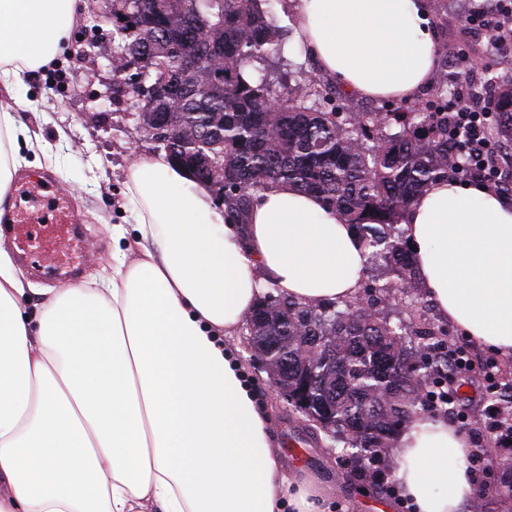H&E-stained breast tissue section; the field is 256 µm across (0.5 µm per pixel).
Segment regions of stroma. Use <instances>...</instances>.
Returning <instances> with one entry per match:
<instances>
[{
	"instance_id": "obj_1",
	"label": "stroma",
	"mask_w": 512,
	"mask_h": 512,
	"mask_svg": "<svg viewBox=\"0 0 512 512\" xmlns=\"http://www.w3.org/2000/svg\"><path fill=\"white\" fill-rule=\"evenodd\" d=\"M444 7L431 11L439 54L438 70L455 65L472 39L462 26V9L478 10L487 0H442ZM483 54L470 70L477 85H484L487 71L501 79L512 78V41L497 43L486 39ZM112 23L89 20L80 13L68 34L61 54L30 74L27 102L21 113L28 128L53 144L58 153L56 169H29V176H50L70 190L72 208L83 230L92 264L84 267L79 279L97 274L112 262V228L131 226L135 215L128 210L124 182L133 152L145 156L156 153L127 108L126 97H112ZM449 339L465 347L470 369L463 376L464 398L458 413L449 415V424H463V437L470 450L487 447L490 436L484 430L488 404L481 397L484 385L482 366L489 352L468 340L456 327H449ZM247 328H240L231 343L239 347L249 379L255 386L269 421V431L289 470L313 474L329 489L325 500L328 512H407L396 502L394 492L379 493L373 488L374 472H382L387 484H394V454L375 463L373 470L360 471L339 458L338 448L324 432H312L304 417L293 413L285 400L275 394L270 375L248 346Z\"/></svg>"
}]
</instances>
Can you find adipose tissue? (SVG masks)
<instances>
[{
	"instance_id": "ef3b65f1",
	"label": "adipose tissue",
	"mask_w": 512,
	"mask_h": 512,
	"mask_svg": "<svg viewBox=\"0 0 512 512\" xmlns=\"http://www.w3.org/2000/svg\"><path fill=\"white\" fill-rule=\"evenodd\" d=\"M429 0H297L296 50L352 96L411 100L438 59ZM77 0H0V205L27 154L57 164L18 108ZM139 256L59 290L36 289L0 244V512H323L291 479L226 338L269 287L305 304L355 300L366 257L342 215L287 186L255 194L248 226L165 155L126 180ZM432 312L512 358V203L439 180L407 209ZM41 296L27 318L30 294ZM395 480L414 512H461L477 494L446 419L413 418Z\"/></svg>"
}]
</instances>
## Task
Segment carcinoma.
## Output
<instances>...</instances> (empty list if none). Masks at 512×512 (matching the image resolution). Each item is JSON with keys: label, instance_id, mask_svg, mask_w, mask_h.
<instances>
[{"label": "carcinoma", "instance_id": "carcinoma-1", "mask_svg": "<svg viewBox=\"0 0 512 512\" xmlns=\"http://www.w3.org/2000/svg\"><path fill=\"white\" fill-rule=\"evenodd\" d=\"M270 2L112 0V61L130 69L115 87L143 131L167 128L166 158L207 184L234 223H247L253 194L291 185L338 211L368 262L384 261L391 279L362 283L352 302L267 293L251 315L271 317L256 344L288 369L299 392L289 406L334 424L328 436L365 468L413 416L448 408V328L429 315L397 224L430 184L467 166L466 132L448 131L446 73L438 103L385 112H347L342 95L302 74L288 86L259 66L246 75L281 51ZM142 75L167 92L133 98ZM495 108L489 136L512 146V83L498 86Z\"/></svg>", "mask_w": 512, "mask_h": 512}]
</instances>
